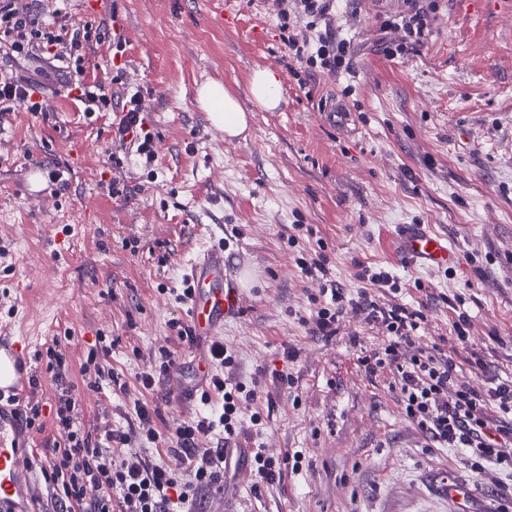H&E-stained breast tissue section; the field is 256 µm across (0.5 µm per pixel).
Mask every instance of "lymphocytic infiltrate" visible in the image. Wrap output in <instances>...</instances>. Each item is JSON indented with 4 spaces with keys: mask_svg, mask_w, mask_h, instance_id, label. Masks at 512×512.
<instances>
[{
    "mask_svg": "<svg viewBox=\"0 0 512 512\" xmlns=\"http://www.w3.org/2000/svg\"><path fill=\"white\" fill-rule=\"evenodd\" d=\"M272 7L286 33L289 57L307 72L348 66L347 44L327 33L336 14L335 0H272ZM295 17L305 19L306 34L290 32ZM0 33L5 36L0 53L9 58L59 61L80 46L78 38L41 23L33 7H17L15 0H0ZM39 92L37 80L0 72L1 113L12 111L18 103L26 104L29 111H41ZM122 110L116 137L135 147L138 154L152 156L154 136L138 97H130ZM360 277L377 288V295L363 292L350 298L335 281L322 283L320 291L329 295L330 302L315 313L316 333L335 335L348 314L378 325L385 334L384 343L360 362L368 375L385 369L393 373L405 418L434 447L462 449L477 472L502 466L512 469V378L491 377L479 386L462 380V365L486 370L483 357L474 351L464 360L458 349L429 351L415 346L423 314L389 302V295L401 291L399 281L382 267H365ZM232 363L233 356L223 342H212L206 387L200 394L208 411L180 421L165 450L179 460L176 468L129 449L136 436L150 441L157 438L146 404L134 405L137 428L110 430L96 440L78 425L72 395L62 393L54 422L65 439L40 469L51 493L50 512H192L198 492L223 478L224 449L237 439L243 406L256 398L255 390L225 378L224 369Z\"/></svg>",
    "mask_w": 512,
    "mask_h": 512,
    "instance_id": "obj_1",
    "label": "lymphocytic infiltrate"
}]
</instances>
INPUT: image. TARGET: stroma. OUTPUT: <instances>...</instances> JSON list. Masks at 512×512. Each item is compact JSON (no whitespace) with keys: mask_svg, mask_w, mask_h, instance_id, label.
<instances>
[{"mask_svg":"<svg viewBox=\"0 0 512 512\" xmlns=\"http://www.w3.org/2000/svg\"><path fill=\"white\" fill-rule=\"evenodd\" d=\"M214 2L39 0L46 22L95 31L81 72L0 57V69L43 84L42 111L0 116V337H29L35 383L22 399L43 408L37 427L16 429L22 512L46 508L39 467L60 438L49 409L62 388L94 434L127 428L146 403L159 438L132 448L153 460L198 413V397L175 401L165 379L147 393L137 377L164 346L174 375L192 380L194 354L209 343L178 338L172 324L186 319L185 263L219 238L243 266L246 294L221 338L262 418L239 443L303 454L300 470L285 464L271 484L226 473L237 512H512L499 489L507 472L477 473L460 450L433 447L404 419L390 374H366L358 358L382 344L378 327L348 316L337 335L314 332L319 280L297 265L324 257L352 296L365 289L359 265L390 269L403 302L424 314L415 344L426 349L455 344L446 299L460 296L487 362L463 369L464 380L512 376V12L499 0H436L424 43L390 57L398 34L386 23L405 0H336L331 31L349 46V68L311 76L293 72L271 0ZM259 68L279 76L277 110L250 100ZM81 79L117 103L139 95L152 164L116 139L119 112L84 114ZM207 81L250 112L244 136L225 139L198 108ZM333 102L348 126L323 121ZM55 171L65 187L51 191ZM412 230L447 238L449 269L403 256ZM99 333L112 338L114 376L93 389L80 364ZM55 340L70 364L62 384L36 358ZM452 485L467 486L468 499L450 498Z\"/></svg>","mask_w":512,"mask_h":512,"instance_id":"obj_1","label":"stroma"}]
</instances>
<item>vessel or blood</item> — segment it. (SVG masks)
Segmentation results:
<instances>
[{"instance_id":"1","label":"vessel or blood","mask_w":512,"mask_h":512,"mask_svg":"<svg viewBox=\"0 0 512 512\" xmlns=\"http://www.w3.org/2000/svg\"><path fill=\"white\" fill-rule=\"evenodd\" d=\"M406 256L432 267L446 266L452 252L441 236L408 232L403 242ZM238 267L224 253L223 245L208 248L185 267L191 289L186 316L193 335L206 338L220 335L224 321L239 317L245 307V294L237 283ZM22 345L0 338V401L16 397L25 378ZM23 457L6 422L0 420V512H16L17 497L23 493L19 474Z\"/></svg>"}]
</instances>
